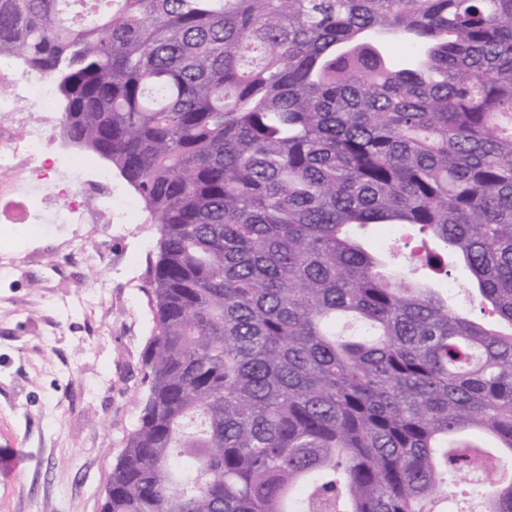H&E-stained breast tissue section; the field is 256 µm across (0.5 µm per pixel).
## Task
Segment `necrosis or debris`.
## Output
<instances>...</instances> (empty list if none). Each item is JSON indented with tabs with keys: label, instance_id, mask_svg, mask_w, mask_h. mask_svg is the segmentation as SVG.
I'll return each instance as SVG.
<instances>
[{
	"label": "necrosis or debris",
	"instance_id": "4bbe7bcc",
	"mask_svg": "<svg viewBox=\"0 0 512 512\" xmlns=\"http://www.w3.org/2000/svg\"><path fill=\"white\" fill-rule=\"evenodd\" d=\"M56 112L52 85L21 69L16 58L0 53V171L12 173L0 181V198L11 201L0 213V229L11 235L10 250L0 253V272L39 265L38 255L13 238L18 224H121L134 218L136 200L102 195L111 176L76 155L66 142H53L49 120ZM110 251L70 245L57 250L46 279L72 269L104 268L118 263Z\"/></svg>",
	"mask_w": 512,
	"mask_h": 512
}]
</instances>
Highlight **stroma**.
<instances>
[{"mask_svg": "<svg viewBox=\"0 0 512 512\" xmlns=\"http://www.w3.org/2000/svg\"><path fill=\"white\" fill-rule=\"evenodd\" d=\"M42 261L68 239L129 257L78 280L36 270L0 274V456L21 448L23 472L0 479V512H101L112 468L145 397L152 335L143 289L157 239L146 212L112 237L92 224L27 229Z\"/></svg>", "mask_w": 512, "mask_h": 512, "instance_id": "1", "label": "stroma"}]
</instances>
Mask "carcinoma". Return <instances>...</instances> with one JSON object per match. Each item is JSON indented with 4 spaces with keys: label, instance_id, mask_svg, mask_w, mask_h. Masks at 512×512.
Wrapping results in <instances>:
<instances>
[{
    "label": "carcinoma",
    "instance_id": "obj_1",
    "mask_svg": "<svg viewBox=\"0 0 512 512\" xmlns=\"http://www.w3.org/2000/svg\"><path fill=\"white\" fill-rule=\"evenodd\" d=\"M0 51L158 231L101 512H448L470 458L512 512V0H0Z\"/></svg>",
    "mask_w": 512,
    "mask_h": 512
}]
</instances>
